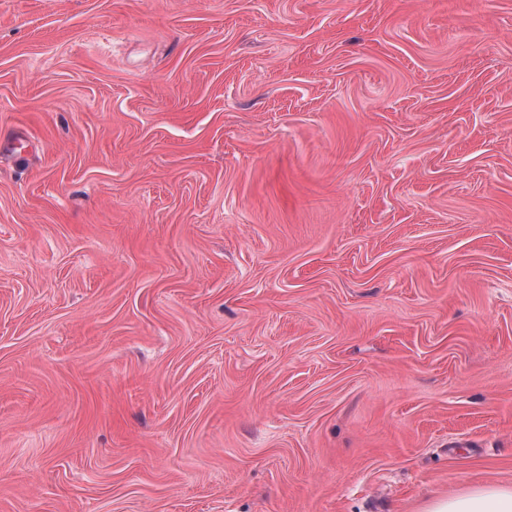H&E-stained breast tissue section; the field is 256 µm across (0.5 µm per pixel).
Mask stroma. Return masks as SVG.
Instances as JSON below:
<instances>
[{"instance_id":"stroma-1","label":"stroma","mask_w":512,"mask_h":512,"mask_svg":"<svg viewBox=\"0 0 512 512\" xmlns=\"http://www.w3.org/2000/svg\"><path fill=\"white\" fill-rule=\"evenodd\" d=\"M483 483L512 0H0V512Z\"/></svg>"}]
</instances>
